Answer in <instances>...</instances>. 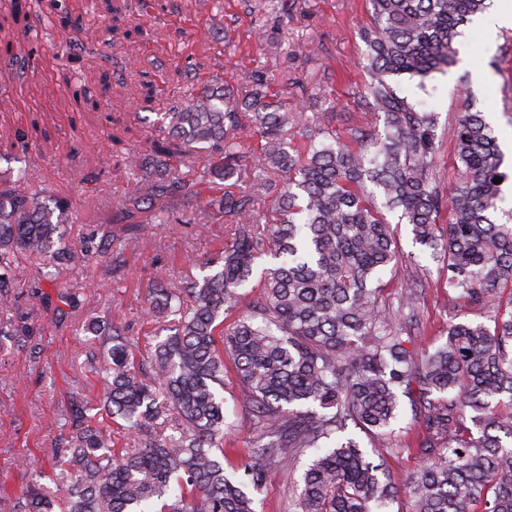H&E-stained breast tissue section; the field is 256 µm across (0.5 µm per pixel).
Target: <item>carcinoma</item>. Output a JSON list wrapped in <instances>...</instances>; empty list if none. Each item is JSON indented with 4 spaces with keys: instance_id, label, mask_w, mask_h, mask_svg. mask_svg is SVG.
<instances>
[{
    "instance_id": "cac0c4a2",
    "label": "carcinoma",
    "mask_w": 512,
    "mask_h": 512,
    "mask_svg": "<svg viewBox=\"0 0 512 512\" xmlns=\"http://www.w3.org/2000/svg\"><path fill=\"white\" fill-rule=\"evenodd\" d=\"M486 0H368L360 32L369 78L360 103L383 116L382 131L351 126L344 136L325 115L269 91L263 74L245 77L238 98L216 82L199 88L169 119L167 136L126 157L136 176L121 223L145 235L156 225L214 219L234 227L221 269L202 280L161 283L150 312L167 336L136 361L128 327L101 318L87 325V364L103 389L98 414L133 437L114 447L111 426L71 397L68 435L49 483L21 491L24 512H255L269 470L288 472L309 448L318 452L291 497V512H389L398 491L383 464L369 460L348 425L391 437L399 395L417 392L420 468L405 493L410 512H512V224L496 219L502 184L512 181L505 155L481 111L461 113L453 161L443 184L435 159L436 115L399 94L392 78H425L455 63L459 27ZM257 136L250 155L243 139ZM19 167L0 172V295L15 284L20 253L42 259L52 284L56 264L74 259L60 218L67 201L21 192L28 179V134L14 132ZM195 179L168 159L193 167ZM248 185L203 202L189 214L208 177ZM502 183H494V179ZM274 202L275 217L260 210ZM448 224L439 227L442 214ZM411 225L414 243L440 262L455 299L485 310L489 327L450 316L448 340L416 353L403 338L415 322L410 289L387 302L381 275L401 262L388 215ZM271 223L268 241L254 227ZM130 245L114 233L95 262H121ZM271 257L255 301L231 315L255 270ZM191 304H184V299ZM231 361L239 399L255 438L247 459L224 453V371ZM174 422L169 435L158 420Z\"/></svg>"
}]
</instances>
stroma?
Listing matches in <instances>:
<instances>
[{"instance_id": "obj_1", "label": "stroma", "mask_w": 512, "mask_h": 512, "mask_svg": "<svg viewBox=\"0 0 512 512\" xmlns=\"http://www.w3.org/2000/svg\"><path fill=\"white\" fill-rule=\"evenodd\" d=\"M11 3L0 0V35L30 64L19 72L0 59V98L11 102L0 112V169L13 164V129H30V178L23 188L68 199L62 231L76 252L57 276L76 301L67 318L46 303L49 288L32 258L19 257L18 286L0 298V310L18 331L0 346V482L17 490L33 472L51 471L67 433L71 395L100 403L102 389L85 361L90 336L84 325L108 315L128 325L140 352L149 353L162 339L161 323L147 311L156 281L201 277L202 263L232 238L228 224L171 223L134 238L119 267L84 258L90 242L116 231L118 208L132 191L122 151L139 149L151 122L179 106L195 81L217 77L240 94L243 77L254 71L270 74L271 91L291 102L325 91L339 113L331 122L338 134L375 119L356 97L368 80L359 37L369 21L367 0H275L256 22L247 0H28V13L19 15ZM460 31L458 64L427 82L443 174L455 118L470 105L484 112L512 163V28L490 39L471 20ZM149 82L165 95L147 98ZM84 87L89 96H81ZM397 242L406 259L396 275L385 276L384 294L393 302L404 289H417L419 327L410 333L411 345L431 351L448 338V288L438 263L414 245L409 225H399ZM236 393L230 370L224 409L235 427L224 446L235 465L246 459L255 436ZM417 437L405 398L395 436H365L361 444L401 488L420 465ZM21 455L31 459L32 471L16 468Z\"/></svg>"}]
</instances>
